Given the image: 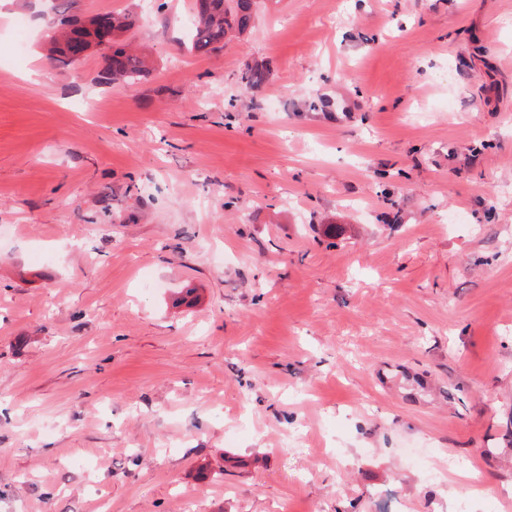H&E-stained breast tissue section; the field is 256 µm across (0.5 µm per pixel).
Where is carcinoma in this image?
Masks as SVG:
<instances>
[{
    "mask_svg": "<svg viewBox=\"0 0 512 512\" xmlns=\"http://www.w3.org/2000/svg\"><path fill=\"white\" fill-rule=\"evenodd\" d=\"M74 0H58L53 27L70 22ZM194 23L188 50L196 56H208L224 45V39L231 33L242 34L252 27L254 0H194ZM135 19L130 14L112 15V33H104L93 27H79L64 35L57 31L48 42V51L57 57L62 65L72 64L69 56L70 41L75 39L104 50L106 68L104 79L112 83H133L146 71L142 56L129 49L128 33L133 29ZM266 72L248 66L240 76L241 83L249 88L262 84Z\"/></svg>",
    "mask_w": 512,
    "mask_h": 512,
    "instance_id": "1",
    "label": "carcinoma"
}]
</instances>
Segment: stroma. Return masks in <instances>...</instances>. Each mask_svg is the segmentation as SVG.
I'll return each mask as SVG.
<instances>
[{
    "instance_id": "stroma-1",
    "label": "stroma",
    "mask_w": 512,
    "mask_h": 512,
    "mask_svg": "<svg viewBox=\"0 0 512 512\" xmlns=\"http://www.w3.org/2000/svg\"><path fill=\"white\" fill-rule=\"evenodd\" d=\"M256 2L0 0V512L512 501V0ZM74 0H58L56 17L53 20L52 30L57 31L48 42V51L56 56L62 65L72 64L69 56L70 41L72 39L94 42L96 47L104 50L106 68L104 79L114 83H134L146 71V63L142 56L129 49L128 33L135 25V19L130 14H112V35L104 33L94 27H79L67 35L62 34L59 25L70 22L74 16L70 14ZM254 0H194V23L188 50L208 56L224 45L231 33L243 34L252 27Z\"/></svg>"
}]
</instances>
